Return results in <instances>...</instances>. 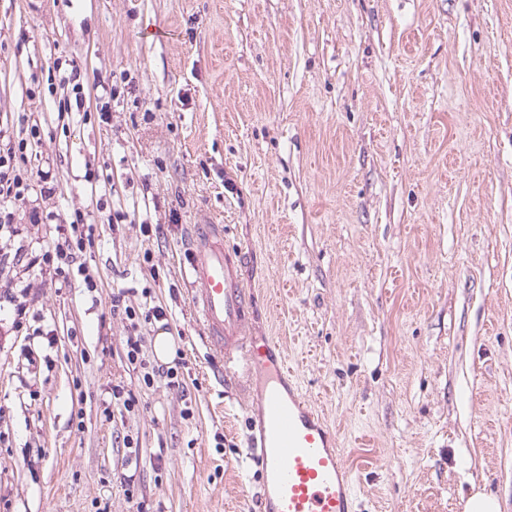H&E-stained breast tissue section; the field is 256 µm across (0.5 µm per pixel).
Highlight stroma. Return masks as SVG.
<instances>
[{"label": "stroma", "instance_id": "obj_1", "mask_svg": "<svg viewBox=\"0 0 512 512\" xmlns=\"http://www.w3.org/2000/svg\"><path fill=\"white\" fill-rule=\"evenodd\" d=\"M2 120L38 121L54 192L0 238L34 299L20 332L0 303V512L260 499L187 291L196 224L243 250L253 328L337 428L357 512L477 488L512 512V0H0ZM77 212L94 245L50 284ZM162 329L178 386L127 360L132 338L157 365Z\"/></svg>", "mask_w": 512, "mask_h": 512}]
</instances>
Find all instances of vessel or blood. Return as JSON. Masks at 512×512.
Segmentation results:
<instances>
[{
    "label": "vessel or blood",
    "instance_id": "obj_1",
    "mask_svg": "<svg viewBox=\"0 0 512 512\" xmlns=\"http://www.w3.org/2000/svg\"><path fill=\"white\" fill-rule=\"evenodd\" d=\"M183 259L202 341L225 381L262 378L244 397L253 419L247 461L264 486L248 512H354L334 429L302 392L280 340L251 330L254 293L239 277L240 252L225 247L220 225L197 224Z\"/></svg>",
    "mask_w": 512,
    "mask_h": 512
}]
</instances>
